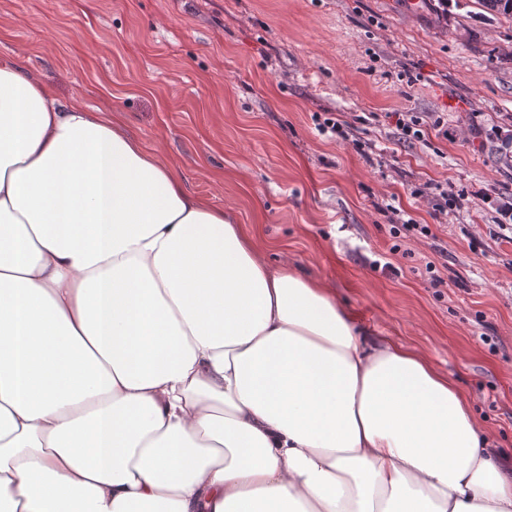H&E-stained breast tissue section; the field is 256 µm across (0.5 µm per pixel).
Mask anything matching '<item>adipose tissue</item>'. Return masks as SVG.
<instances>
[{"label":"adipose tissue","mask_w":512,"mask_h":512,"mask_svg":"<svg viewBox=\"0 0 512 512\" xmlns=\"http://www.w3.org/2000/svg\"><path fill=\"white\" fill-rule=\"evenodd\" d=\"M422 353L0 58V512H512Z\"/></svg>","instance_id":"obj_1"}]
</instances>
